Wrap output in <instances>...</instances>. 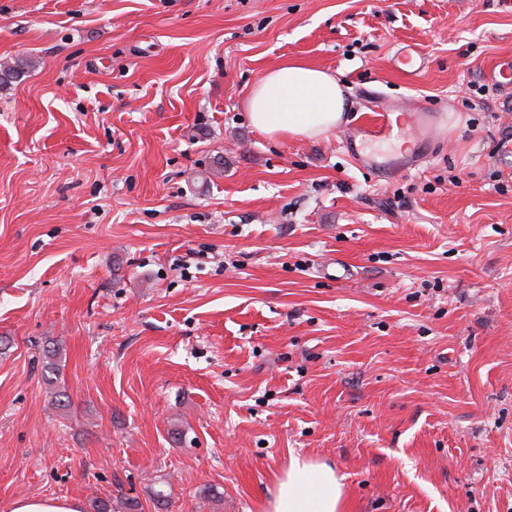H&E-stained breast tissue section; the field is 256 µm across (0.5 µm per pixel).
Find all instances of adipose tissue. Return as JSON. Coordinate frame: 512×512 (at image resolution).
Masks as SVG:
<instances>
[{
	"mask_svg": "<svg viewBox=\"0 0 512 512\" xmlns=\"http://www.w3.org/2000/svg\"><path fill=\"white\" fill-rule=\"evenodd\" d=\"M350 102L336 76L300 61L268 70L251 88L252 126L272 138L320 140L339 130ZM342 485L323 462L291 457L276 478L267 512H343Z\"/></svg>",
	"mask_w": 512,
	"mask_h": 512,
	"instance_id": "obj_1",
	"label": "adipose tissue"
}]
</instances>
